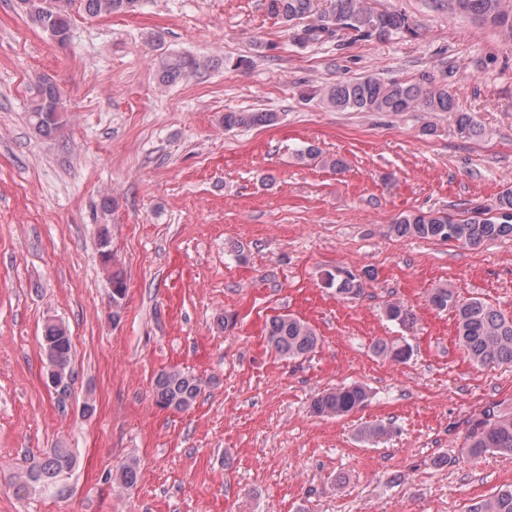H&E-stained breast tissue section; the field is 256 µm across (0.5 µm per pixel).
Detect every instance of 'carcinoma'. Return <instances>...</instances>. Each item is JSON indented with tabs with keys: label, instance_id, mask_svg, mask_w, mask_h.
<instances>
[{
	"label": "carcinoma",
	"instance_id": "cac0c4a2",
	"mask_svg": "<svg viewBox=\"0 0 512 512\" xmlns=\"http://www.w3.org/2000/svg\"><path fill=\"white\" fill-rule=\"evenodd\" d=\"M24 14L36 27L48 32L60 45L69 38L70 8L73 0H19ZM84 11L93 17L130 13L139 0H81ZM315 0H267L268 12L289 26L315 12ZM438 9L452 16L473 19L497 29L500 36L512 40V0H435ZM354 33L360 40L386 41L394 35H418V27L401 11H378L367 0H330L317 20L296 34L300 44L342 42V32ZM201 68L200 60L190 54H178L161 61L159 82L172 85ZM307 96L319 99L337 111L390 114L398 112H446L452 118L458 134L469 138L477 134L479 124L472 113L464 109L448 92L445 85L405 83L373 76L342 78L318 86ZM63 91L52 78L41 79L30 107V121L35 132L50 138L62 124ZM279 113L257 109L224 113V129L272 126L278 123ZM389 233L403 238L414 237L443 242H457L476 247L486 241L512 237V187L502 191L493 207L477 209L466 218H455L441 212H412L400 215L388 226ZM98 246L111 290L112 307H123L125 299L124 273L116 266L107 229L99 233ZM373 278V271L345 273L338 269L328 272L324 285L340 295H357L364 282ZM429 302L438 310L452 311L456 319L459 347L475 364L512 367V318H507L479 298H461L447 287L432 291ZM386 318L398 324L409 319V312L399 302L385 307ZM267 343L284 358H299L311 353L318 344L315 330L305 321L291 315H280L269 321ZM41 349L50 356L62 372L73 374L72 342L68 328L57 321L43 327ZM376 353L393 362L403 363L412 354L405 341H382ZM205 381L188 372L173 369L157 375L153 398L163 409L181 412L188 409L202 393ZM367 400V390L359 384H343L328 390L311 402V411L319 417H343ZM467 448L472 454L497 452L512 456V415L485 412L471 422ZM74 455L69 448H58L53 455L34 464L28 471L25 484L50 490L60 478L71 471ZM470 512H512V487L504 488L477 504Z\"/></svg>",
	"mask_w": 512,
	"mask_h": 512
}]
</instances>
